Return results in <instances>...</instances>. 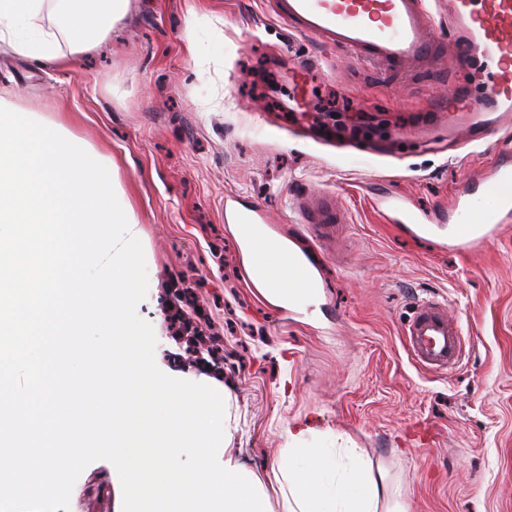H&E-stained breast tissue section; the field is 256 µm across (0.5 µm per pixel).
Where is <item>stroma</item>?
<instances>
[{"label": "stroma", "mask_w": 512, "mask_h": 512, "mask_svg": "<svg viewBox=\"0 0 512 512\" xmlns=\"http://www.w3.org/2000/svg\"><path fill=\"white\" fill-rule=\"evenodd\" d=\"M469 81L445 65L386 74L294 32L274 0H131L111 41L63 69L0 47V105L111 159L158 298L137 312L168 351L172 301L200 308L241 418L239 459L269 475L299 420L353 442L407 512H512V223L463 250L387 223L374 200L401 195L429 215L492 161L400 138H443ZM318 193L348 216L331 246L289 208ZM229 199L260 206L304 255L315 303L285 309L251 288ZM422 297L461 327L448 370L422 369L404 346ZM112 470L89 464L69 512L88 498L120 512Z\"/></svg>", "instance_id": "obj_1"}]
</instances>
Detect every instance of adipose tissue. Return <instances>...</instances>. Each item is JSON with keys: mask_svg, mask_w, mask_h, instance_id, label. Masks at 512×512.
Wrapping results in <instances>:
<instances>
[{"mask_svg": "<svg viewBox=\"0 0 512 512\" xmlns=\"http://www.w3.org/2000/svg\"><path fill=\"white\" fill-rule=\"evenodd\" d=\"M53 6L55 26L42 23ZM129 0H0V43L23 58L60 62L98 50L126 14Z\"/></svg>", "mask_w": 512, "mask_h": 512, "instance_id": "adipose-tissue-1", "label": "adipose tissue"}]
</instances>
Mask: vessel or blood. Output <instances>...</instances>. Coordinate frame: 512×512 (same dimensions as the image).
<instances>
[{
	"label": "vessel or blood",
	"instance_id": "1",
	"mask_svg": "<svg viewBox=\"0 0 512 512\" xmlns=\"http://www.w3.org/2000/svg\"><path fill=\"white\" fill-rule=\"evenodd\" d=\"M275 6L277 15L295 32L390 71L436 62L434 22L425 0H275ZM448 21L459 38L453 68L465 69L478 57L492 64L471 105L468 134L479 140L512 132V0H448ZM385 206L394 223L421 222L405 201L389 199ZM293 210L304 224L344 221L331 198L324 195L297 197ZM229 220L250 227L240 237L239 246L250 252L253 273L265 274L272 282L288 279L304 291L314 287L313 276L297 256L270 249L262 209L238 210ZM511 222L512 158L502 156L484 176L464 184L446 224L434 225L433 230L451 233L463 244L476 238L470 225H482L489 234L496 225ZM403 334L411 358L424 368H445L460 356V332L449 322L445 304L418 303Z\"/></svg>",
	"mask_w": 512,
	"mask_h": 512
}]
</instances>
